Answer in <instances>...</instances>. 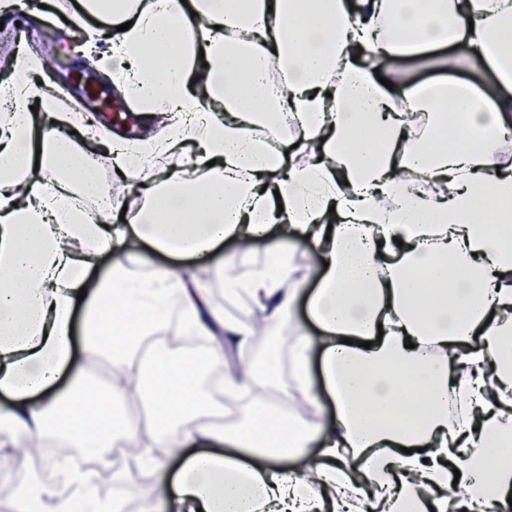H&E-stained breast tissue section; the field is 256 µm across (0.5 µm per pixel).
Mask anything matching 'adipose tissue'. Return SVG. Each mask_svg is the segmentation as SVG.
I'll list each match as a JSON object with an SVG mask.
<instances>
[{
    "label": "adipose tissue",
    "mask_w": 512,
    "mask_h": 512,
    "mask_svg": "<svg viewBox=\"0 0 512 512\" xmlns=\"http://www.w3.org/2000/svg\"><path fill=\"white\" fill-rule=\"evenodd\" d=\"M89 15L129 21L100 63L129 72L121 90L147 118L171 119L135 143L102 142L78 113L64 121L79 140L34 136L21 102L54 100L29 83L0 113V429L84 449L121 429L179 460L153 492L176 490L183 512H360L366 496L373 512H512V0H85L71 28ZM406 59L452 75L406 82ZM102 145L144 185L133 231L84 205L120 201L86 163ZM169 158L186 168L157 180ZM269 231L270 265L239 287L281 322L301 294L292 245L308 239L320 346L299 341L289 378L269 359L224 390L324 392L335 412L220 428L198 378L222 348L131 360L171 317L200 337L224 323L194 275L149 257ZM104 358L124 386L88 385ZM143 395L146 425L101 413ZM195 441L207 453L186 454ZM304 458L313 479L285 465Z\"/></svg>",
    "instance_id": "obj_1"
}]
</instances>
